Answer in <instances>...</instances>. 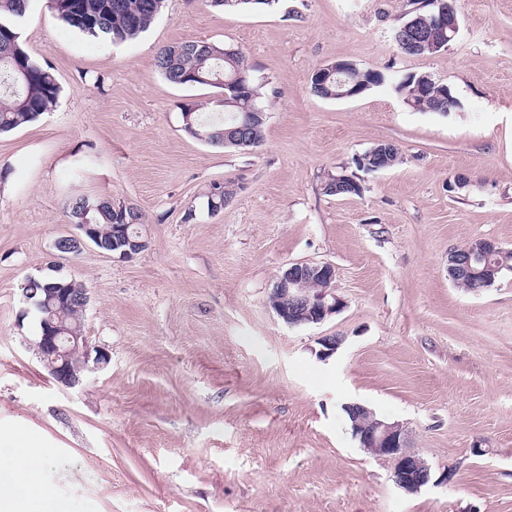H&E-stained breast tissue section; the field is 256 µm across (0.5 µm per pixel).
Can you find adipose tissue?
Here are the masks:
<instances>
[{"label": "adipose tissue", "instance_id": "1", "mask_svg": "<svg viewBox=\"0 0 512 512\" xmlns=\"http://www.w3.org/2000/svg\"><path fill=\"white\" fill-rule=\"evenodd\" d=\"M10 462L0 466V512H67V505L42 487L43 459L29 448L24 430L0 432Z\"/></svg>", "mask_w": 512, "mask_h": 512}]
</instances>
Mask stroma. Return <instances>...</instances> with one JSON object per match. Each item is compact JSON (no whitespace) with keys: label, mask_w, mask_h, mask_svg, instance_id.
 <instances>
[{"label":"stroma","mask_w":512,"mask_h":512,"mask_svg":"<svg viewBox=\"0 0 512 512\" xmlns=\"http://www.w3.org/2000/svg\"><path fill=\"white\" fill-rule=\"evenodd\" d=\"M407 8L166 0L146 33L112 44L32 0L22 43L61 93L0 135V430L27 431L69 512H512V273L480 293L448 279L449 251L471 239L512 249V0H457L455 40L423 56L392 38ZM197 39L245 52L263 86L261 146L185 131L182 105L212 111L220 91L169 83L153 60ZM338 60L430 75L461 107L414 111L389 81L314 96L311 72ZM384 141L398 162L358 170ZM342 172L361 194H324ZM228 179L235 198L210 212ZM78 195L138 206L147 248L57 252ZM303 261L334 265L344 307L290 327L268 298ZM53 277L87 288L83 334L110 355L76 389L40 361L23 296ZM336 333L345 343L320 358L319 337ZM353 402L406 426L431 470L420 491L361 448Z\"/></svg>","instance_id":"35a3bbf8"}]
</instances>
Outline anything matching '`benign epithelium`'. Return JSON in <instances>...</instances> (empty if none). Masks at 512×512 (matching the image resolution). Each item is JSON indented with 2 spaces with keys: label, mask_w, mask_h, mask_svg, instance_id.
Masks as SVG:
<instances>
[{
  "label": "benign epithelium",
  "mask_w": 512,
  "mask_h": 512,
  "mask_svg": "<svg viewBox=\"0 0 512 512\" xmlns=\"http://www.w3.org/2000/svg\"><path fill=\"white\" fill-rule=\"evenodd\" d=\"M459 27L458 10L455 0H448V13L432 16L419 28L418 39L402 38L400 45L405 50L413 49L419 40L438 48L451 42ZM266 118L262 108L252 103L250 111L244 113L242 122L224 131L242 146H250L248 130L251 125ZM77 232L64 235L56 240V246L63 251L76 253L91 244L106 254L122 259H131L146 247V240L140 232H128L129 225H112V235L101 232L95 224H77ZM495 242L476 238L467 255L455 251L448 253V278L452 279L462 268L481 264L479 274L491 280L500 270L501 264L490 261L495 254ZM335 269L329 263L297 262L286 268L277 278L271 296L277 316L291 326L319 324L339 313L343 301L336 296L333 282ZM31 312L41 332L37 340V351L41 361L49 369L55 381L67 388L82 385L86 372L98 369L110 362L109 354L89 344L87 338L75 333L63 318L53 321L52 314L59 313L62 305L77 303L86 309L89 302L88 290L70 288L58 284L56 288L43 289V295L35 291H24ZM352 418V431L361 447L389 458L393 463V480L407 493H416L430 480V467L418 454L407 451L408 430L399 422H389L374 415L367 406L355 402L346 405Z\"/></svg>",
  "instance_id": "obj_1"
}]
</instances>
